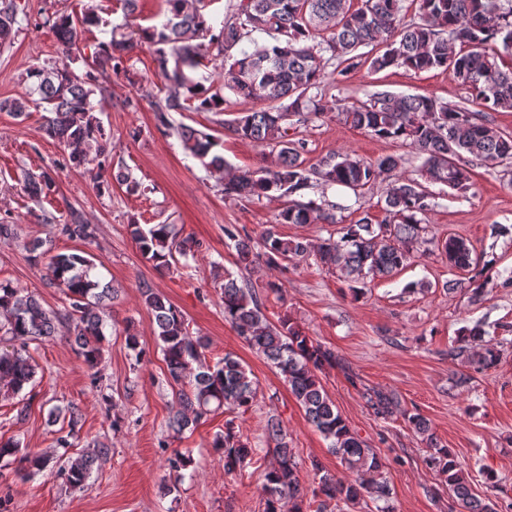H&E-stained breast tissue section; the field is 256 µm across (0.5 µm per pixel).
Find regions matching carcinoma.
<instances>
[{"instance_id":"carcinoma-1","label":"carcinoma","mask_w":512,"mask_h":512,"mask_svg":"<svg viewBox=\"0 0 512 512\" xmlns=\"http://www.w3.org/2000/svg\"><path fill=\"white\" fill-rule=\"evenodd\" d=\"M404 2L363 0L361 7L352 10L347 0H235L216 30L205 19L203 0H165V20L160 25L140 27L133 34L113 29L110 39L89 46L88 54L78 46L77 27L103 26L106 21L93 9L80 17L57 13L46 18L45 24L56 37L59 55L30 67L24 79L26 92L0 102V109L20 117L32 104L42 107L49 113L45 135L68 150L64 164L86 168L100 190L110 189L115 180L127 193L138 194L142 184L129 173H111L110 142L93 98L106 92L105 79L124 69L138 43L148 44L166 80L167 95L154 105L162 126H170V112H224L227 91L255 104L232 123L237 136L269 148L263 164L253 171H232L221 153L223 144L214 135L186 125L177 131L187 154L224 174V194L250 201L293 196L312 186L323 190L341 186L359 196L378 181L388 183L384 220L374 224L362 217L317 247L302 237H284L273 225L257 243L233 225L224 227V235L235 243L239 266L263 262L275 268L313 255L317 263L340 270L358 299L364 294V278L398 273L410 264L419 247L432 242L425 237L424 217L434 203L423 182L463 191L469 186L474 161L512 162V134L466 106L389 91H374L367 100L351 105L308 95L319 87L332 61L342 77L364 66L374 72L391 67L414 72L442 69L466 90L467 101L481 106L483 112H512V66L498 63L501 56H512V0H416L418 20L412 22L405 21ZM17 13L12 0L0 4L1 49L14 40ZM256 32L266 34L270 41L259 42ZM362 47L369 51H360ZM213 48L223 58L219 85L204 75L193 76L207 68ZM80 60L85 64L82 70L74 68ZM333 110L356 130L409 143L422 156L419 177L402 175V158L392 155L366 161L353 153L338 152L305 165L303 145L288 139L284 123L293 117L306 122ZM23 190L32 198L45 197L54 192L55 177L48 171L29 173ZM280 221L337 223L336 214L313 199L291 201ZM54 230L84 245L97 239V227L74 208ZM130 234L142 256L160 272L171 268L175 255L187 258L199 247L190 237L177 238L170 224L147 228L132 224ZM47 244L49 240L36 238L26 249L33 264L47 260L51 279L65 295L63 308L47 309L33 293L0 282V391L8 394L20 393L35 380L37 367L29 343L57 335L62 325L68 327L88 367H95L102 356L108 326L104 309L117 290L95 275L92 254L53 255ZM442 249L448 266L468 275L471 298L481 300L492 279L486 276L487 264L469 240L450 236ZM141 294L154 316V334L167 379L178 387L177 408L170 420L174 433L218 411L239 414L249 410L257 390L251 370L230 353L213 365L206 363L207 344L188 335L184 314L146 282ZM224 320L279 370L308 421L330 441L342 469L364 475L348 481L316 464L319 491L352 505L368 493L383 502L377 512H393L388 484L372 478L384 467L381 457L351 430L317 375L324 365L335 362L334 353L313 343L287 318L277 326L268 322L260 296L248 283L238 284L231 274L224 276ZM480 335L479 327H464L458 346L448 356L478 373L495 367L500 353L494 345L484 344L476 350L470 344ZM363 397L377 417L398 410L399 400L390 391L369 388ZM401 415L430 448L426 463L444 477L451 500L448 512H502L497 500L472 494L465 465L452 449L437 441L429 420L405 410ZM266 434L275 446L274 462L263 474L264 512H284L288 502L289 512H302L298 467L282 421L268 420ZM71 447L69 437L60 436L55 454L23 455L19 461L41 472L53 469L65 457L66 466L59 474L71 488L80 490L95 462L109 449L102 447L94 455L73 458L68 455ZM212 447L224 456V470L229 474L242 469L254 454L231 420L225 422L224 434L214 438Z\"/></svg>"}]
</instances>
